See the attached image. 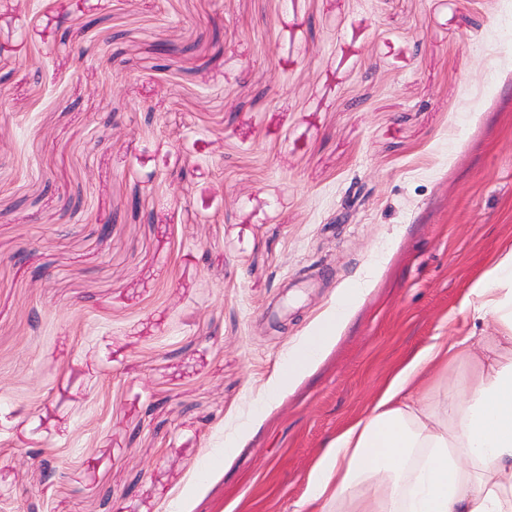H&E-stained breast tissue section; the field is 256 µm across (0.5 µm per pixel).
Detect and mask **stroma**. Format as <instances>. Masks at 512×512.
Here are the masks:
<instances>
[{
    "mask_svg": "<svg viewBox=\"0 0 512 512\" xmlns=\"http://www.w3.org/2000/svg\"><path fill=\"white\" fill-rule=\"evenodd\" d=\"M8 41L0 512H297L395 363L475 330L512 0H0ZM343 313L344 307L342 305H339L336 308V310H334L329 315L326 323L317 334L319 336H315L314 338H312V340L297 353V355L295 356L297 363L304 364L316 355L318 349L320 348L322 337L328 334L329 330L336 322V319L342 317Z\"/></svg>",
    "mask_w": 512,
    "mask_h": 512,
    "instance_id": "1",
    "label": "stroma"
}]
</instances>
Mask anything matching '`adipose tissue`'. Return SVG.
<instances>
[{
  "label": "adipose tissue",
  "mask_w": 512,
  "mask_h": 512,
  "mask_svg": "<svg viewBox=\"0 0 512 512\" xmlns=\"http://www.w3.org/2000/svg\"><path fill=\"white\" fill-rule=\"evenodd\" d=\"M491 333L434 342L312 466L303 512H512V241L468 292ZM461 357L465 380L446 373Z\"/></svg>",
  "instance_id": "adipose-tissue-1"
}]
</instances>
